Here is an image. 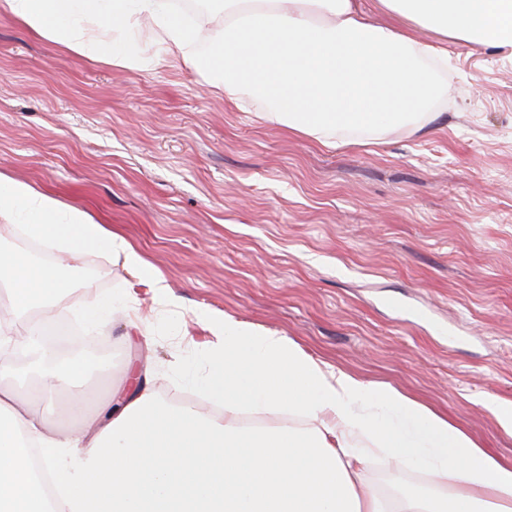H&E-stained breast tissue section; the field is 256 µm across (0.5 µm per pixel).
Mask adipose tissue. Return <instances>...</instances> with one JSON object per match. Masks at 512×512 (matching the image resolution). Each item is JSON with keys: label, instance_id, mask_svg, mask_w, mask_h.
Instances as JSON below:
<instances>
[{"label": "adipose tissue", "instance_id": "adipose-tissue-1", "mask_svg": "<svg viewBox=\"0 0 512 512\" xmlns=\"http://www.w3.org/2000/svg\"><path fill=\"white\" fill-rule=\"evenodd\" d=\"M383 3L454 39L512 46V0ZM0 11L115 67L139 58L113 49L111 31L149 20L170 52L207 72L211 87L234 102L261 100L269 116L325 145L339 138L377 144L398 123L430 122L441 98L430 76L448 61L446 49L411 32L367 22L353 0H224L223 24L207 33L185 24L169 0H0ZM201 40L208 54L191 56ZM0 220L61 255L36 263L0 246V282L11 301L0 316V512H512V466L446 418L231 315L209 316L219 341L203 351V373H188L190 385L223 401L227 414L285 407L311 420V429L246 431L197 406L163 401L147 373L135 372L130 393L107 417L53 432L19 400L54 396L84 374L78 362L41 346V324L26 315L68 294L65 258L98 250L145 280L160 305L176 299L123 236L2 173ZM30 347L39 363L37 384L26 389L13 384L9 355ZM372 452L431 468L438 484L453 487L452 497L405 490L388 508L370 488L355 486Z\"/></svg>", "mask_w": 512, "mask_h": 512}]
</instances>
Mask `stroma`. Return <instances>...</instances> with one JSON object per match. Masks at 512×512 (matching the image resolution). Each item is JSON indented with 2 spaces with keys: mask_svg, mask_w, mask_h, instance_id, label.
I'll return each instance as SVG.
<instances>
[{
  "mask_svg": "<svg viewBox=\"0 0 512 512\" xmlns=\"http://www.w3.org/2000/svg\"><path fill=\"white\" fill-rule=\"evenodd\" d=\"M415 33L448 46L440 119L379 147L332 148L213 93L150 22L113 32L142 59L119 68L0 13V173L123 235L179 301L155 304L97 252L69 259L97 274L50 319L97 298L128 313L107 340L67 337L57 355L84 378L29 409L78 430L126 394L136 366L164 401L209 409L179 370L215 341L203 315L225 313L400 390L512 464V430L488 408L512 402V49ZM133 314L148 336L129 328ZM362 479L383 499L434 488L426 469L377 455Z\"/></svg>",
  "mask_w": 512,
  "mask_h": 512,
  "instance_id": "35a3bbf8",
  "label": "stroma"
}]
</instances>
